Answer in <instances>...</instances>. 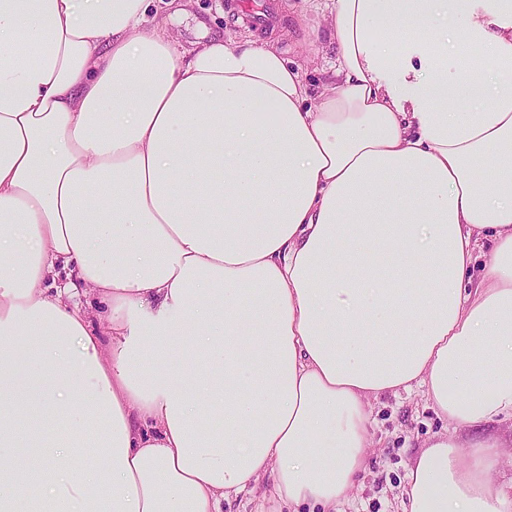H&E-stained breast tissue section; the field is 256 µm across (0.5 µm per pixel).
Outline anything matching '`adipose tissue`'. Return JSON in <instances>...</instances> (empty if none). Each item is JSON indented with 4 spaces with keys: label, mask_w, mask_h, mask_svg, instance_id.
Listing matches in <instances>:
<instances>
[{
    "label": "adipose tissue",
    "mask_w": 512,
    "mask_h": 512,
    "mask_svg": "<svg viewBox=\"0 0 512 512\" xmlns=\"http://www.w3.org/2000/svg\"><path fill=\"white\" fill-rule=\"evenodd\" d=\"M331 2L313 97L153 0H0V512L263 479L340 512L371 401L416 387L453 432L403 512H512V0Z\"/></svg>",
    "instance_id": "ef3b65f1"
}]
</instances>
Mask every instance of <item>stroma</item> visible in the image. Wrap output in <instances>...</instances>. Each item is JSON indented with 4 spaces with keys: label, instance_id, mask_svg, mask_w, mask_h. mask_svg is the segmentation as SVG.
I'll return each instance as SVG.
<instances>
[{
    "label": "stroma",
    "instance_id": "obj_1",
    "mask_svg": "<svg viewBox=\"0 0 512 512\" xmlns=\"http://www.w3.org/2000/svg\"><path fill=\"white\" fill-rule=\"evenodd\" d=\"M274 24L259 30L245 13L222 11L218 0H186L175 12L166 0L155 8L166 29L179 33L182 44L231 32L239 39H276L285 56L302 68L310 94H317L324 71L336 63L331 39L330 0H273ZM448 424L422 390L386 395L370 404L368 468L345 504L344 512H397L401 486L415 455L434 438L446 435Z\"/></svg>",
    "mask_w": 512,
    "mask_h": 512
}]
</instances>
